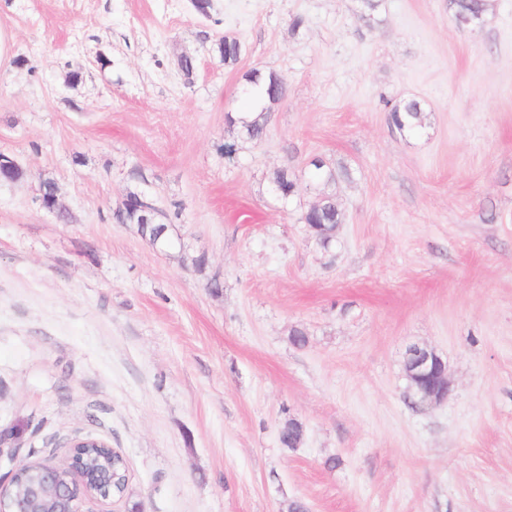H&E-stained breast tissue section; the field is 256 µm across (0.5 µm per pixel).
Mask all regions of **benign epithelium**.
<instances>
[{
	"label": "benign epithelium",
	"instance_id": "7a95c632",
	"mask_svg": "<svg viewBox=\"0 0 512 512\" xmlns=\"http://www.w3.org/2000/svg\"><path fill=\"white\" fill-rule=\"evenodd\" d=\"M405 371L417 388L411 395L415 403H433L448 399L451 382L446 363L433 350L412 346L406 353ZM8 431L0 430V461L10 465L0 474V512H81L89 499L109 501L115 498L112 472L103 466L94 471L84 460L68 454L69 477L61 475L59 465L39 463L38 474L16 488L15 477L31 462L32 454L22 455L19 448H6Z\"/></svg>",
	"mask_w": 512,
	"mask_h": 512
}]
</instances>
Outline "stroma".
I'll use <instances>...</instances> for the list:
<instances>
[{"label":"stroma","instance_id":"obj_1","mask_svg":"<svg viewBox=\"0 0 512 512\" xmlns=\"http://www.w3.org/2000/svg\"><path fill=\"white\" fill-rule=\"evenodd\" d=\"M209 2L0 0V154L25 173L0 181V428L51 464L77 438L123 454V498L81 512H512V0L475 31L448 0ZM254 69L288 84L257 144L226 121L258 108ZM318 157L349 172L326 247ZM131 190L170 247L115 223ZM414 345L444 402L409 403ZM390 112L393 124L400 131L417 132L423 127L424 110L415 99L393 105ZM304 215L308 224H316L314 226L318 230L315 236L324 246L330 242V237L323 233L332 227L329 224H340L342 218L341 212L336 206L333 196L330 194L325 195L321 201L318 202L317 207L310 210L308 208ZM405 371L417 388V392L409 396L416 404L447 400L451 392L447 366L433 350L411 346L406 353Z\"/></svg>","mask_w":512,"mask_h":512}]
</instances>
